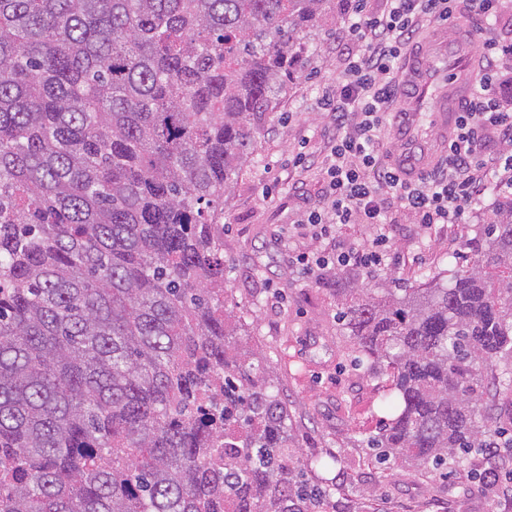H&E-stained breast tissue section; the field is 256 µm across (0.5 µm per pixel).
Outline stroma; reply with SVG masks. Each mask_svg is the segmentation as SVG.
<instances>
[{
  "label": "stroma",
  "mask_w": 512,
  "mask_h": 512,
  "mask_svg": "<svg viewBox=\"0 0 512 512\" xmlns=\"http://www.w3.org/2000/svg\"><path fill=\"white\" fill-rule=\"evenodd\" d=\"M342 24L330 7L310 28L297 80L262 122L257 165H244L224 198L218 223L226 264L224 303L237 324L238 346L253 353L259 371L273 373L288 404L291 445L299 457L328 461V468L305 470L304 478L333 486L339 512H361L370 503L380 512H512L511 501L476 479L431 481L412 466L375 460L367 441L392 416L382 405L388 389L366 366H354L337 320L348 289L392 288L413 281L423 266L450 281L460 260L472 257L500 196L486 191L466 224L424 228L399 218L387 227L385 266L370 274L330 266L308 276L292 263L293 252L319 247L296 222L322 206L323 184L293 159L322 147L332 135L318 99L342 63Z\"/></svg>",
  "instance_id": "35a3bbf8"
}]
</instances>
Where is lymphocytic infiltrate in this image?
<instances>
[{"instance_id": "obj_1", "label": "lymphocytic infiltrate", "mask_w": 512, "mask_h": 512, "mask_svg": "<svg viewBox=\"0 0 512 512\" xmlns=\"http://www.w3.org/2000/svg\"><path fill=\"white\" fill-rule=\"evenodd\" d=\"M456 2L385 0L384 9L376 12L369 0H356L346 15L343 67L320 102L334 133L325 150L302 152L294 159L295 166L319 172L325 185L323 207L306 213L301 226L315 239L330 238L340 224H369L376 234L368 244L295 253L293 261L304 273L331 265L380 269L390 242L384 231L391 221L388 203L428 228L464 223L479 204V188L512 190V78L499 71L500 62L512 61V39L480 38L483 73L455 114L443 164L407 183L379 160V134L392 123L401 50L421 19L454 18Z\"/></svg>"}]
</instances>
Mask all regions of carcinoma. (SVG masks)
<instances>
[{"mask_svg":"<svg viewBox=\"0 0 512 512\" xmlns=\"http://www.w3.org/2000/svg\"><path fill=\"white\" fill-rule=\"evenodd\" d=\"M330 0H0V512H326L233 341L224 214ZM432 478L512 450V201L451 285L343 302Z\"/></svg>","mask_w":512,"mask_h":512,"instance_id":"1","label":"carcinoma"}]
</instances>
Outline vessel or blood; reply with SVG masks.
Listing matches in <instances>:
<instances>
[{
    "mask_svg": "<svg viewBox=\"0 0 512 512\" xmlns=\"http://www.w3.org/2000/svg\"><path fill=\"white\" fill-rule=\"evenodd\" d=\"M462 49L458 39L449 37L446 25L439 24L404 58L401 71L405 93L402 107L395 110V145L389 157L403 180H416L429 164L425 144L416 136L421 112H431L434 137L446 141L452 130L456 105L470 93L469 84L458 76L441 73L436 67L437 59L446 56L457 60L459 69L473 70V63L461 58Z\"/></svg>",
    "mask_w": 512,
    "mask_h": 512,
    "instance_id": "vessel-or-blood-1",
    "label": "vessel or blood"
}]
</instances>
